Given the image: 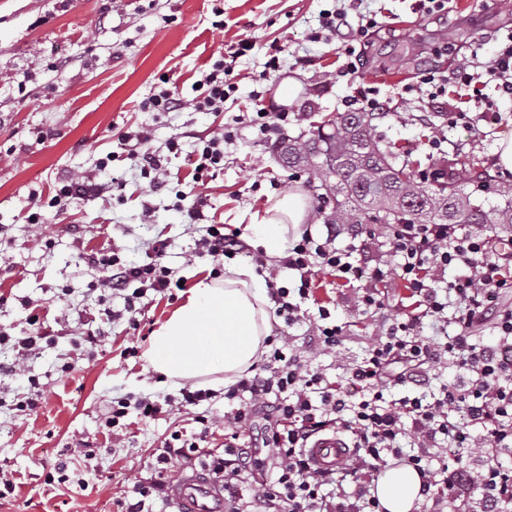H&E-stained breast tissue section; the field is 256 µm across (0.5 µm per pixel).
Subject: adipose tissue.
Wrapping results in <instances>:
<instances>
[{
    "label": "adipose tissue",
    "mask_w": 512,
    "mask_h": 512,
    "mask_svg": "<svg viewBox=\"0 0 512 512\" xmlns=\"http://www.w3.org/2000/svg\"><path fill=\"white\" fill-rule=\"evenodd\" d=\"M309 215L307 197L299 192L276 200L251 230L255 247L281 253L288 233L300 232ZM265 279L253 266L226 267L220 281L201 279L181 305L151 336L146 359L151 368L178 384L207 380L220 373L235 382L257 361L268 336ZM420 477L408 466L388 468L375 484L385 512H413L420 498Z\"/></svg>",
    "instance_id": "obj_1"
}]
</instances>
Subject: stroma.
Wrapping results in <instances>:
<instances>
[{"label": "stroma", "instance_id": "stroma-1", "mask_svg": "<svg viewBox=\"0 0 512 512\" xmlns=\"http://www.w3.org/2000/svg\"><path fill=\"white\" fill-rule=\"evenodd\" d=\"M451 0L447 10L427 15L414 0H0V331L21 338L34 331L29 318L44 319L46 339L12 370L15 352L0 345V473L15 490L0 499V512H116L133 498L139 480L151 477V462L172 433L199 428L191 410L142 419L109 434L103 420L112 403L127 394L178 396V386L148 367L144 354L154 329L181 303L195 279L223 268L198 250L201 233L175 210L178 192L200 140L224 126L227 116L256 106L287 110L286 138L313 130L315 122L348 109L355 88L372 89L391 112L377 133L392 151L429 168L441 155L456 159L460 177L480 165L495 185L512 187V172L499 164L496 143L512 128V96L494 84L448 83L438 105L428 103L423 74L449 75L474 46L493 59L512 33V0ZM341 11L349 23L376 15L380 27L370 39L355 74L341 71L339 43L321 27L325 11ZM252 48L230 65L237 89L221 112L194 110L202 70L238 41ZM278 55L279 72L265 64ZM295 79L294 101L280 89ZM182 99L181 109L158 114L143 104L159 89ZM489 107L495 115L482 131L449 126L448 109ZM148 131L153 149L167 155V174L151 186L122 153V137ZM445 133L433 150L430 140ZM177 152H168L170 141ZM82 181L124 180L118 194L76 196L50 206L63 176ZM207 223L223 225L251 239L250 223L291 192L316 193L303 172L289 168L277 143L239 128L224 147V164L199 188ZM40 223H28L31 213ZM168 240L165 266L184 285L149 293L141 301L140 333L108 317L125 305L123 295L101 297V273L82 266V254L114 248L123 259L141 262L149 243ZM359 282L320 275L314 296L302 301L309 314L327 307L348 323V338L335 352H307V324L292 328L294 348L313 369L342 374L362 357L376 329L373 318L348 308ZM83 338L75 346V338ZM139 350L127 356V347ZM75 363L63 372L64 363ZM39 394L35 411L15 410L17 399ZM67 466L66 482L48 483L51 465Z\"/></svg>", "mask_w": 512, "mask_h": 512}]
</instances>
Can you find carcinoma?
<instances>
[{
	"instance_id": "obj_1",
	"label": "carcinoma",
	"mask_w": 512,
	"mask_h": 512,
	"mask_svg": "<svg viewBox=\"0 0 512 512\" xmlns=\"http://www.w3.org/2000/svg\"><path fill=\"white\" fill-rule=\"evenodd\" d=\"M372 112H343L309 136L288 141V167L318 186L326 224H512V188L496 190V202L474 203L462 192L456 160L443 158L425 185L407 165L381 148Z\"/></svg>"
}]
</instances>
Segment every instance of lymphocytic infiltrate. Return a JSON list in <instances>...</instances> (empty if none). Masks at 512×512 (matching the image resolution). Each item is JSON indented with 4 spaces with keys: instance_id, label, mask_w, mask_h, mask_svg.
I'll list each match as a JSON object with an SVG mask.
<instances>
[{
    "instance_id": "1",
    "label": "lymphocytic infiltrate",
    "mask_w": 512,
    "mask_h": 512,
    "mask_svg": "<svg viewBox=\"0 0 512 512\" xmlns=\"http://www.w3.org/2000/svg\"><path fill=\"white\" fill-rule=\"evenodd\" d=\"M336 12L325 14L322 25L339 31L343 64L354 72L358 46L379 28L375 16H360L345 29ZM223 61L202 72L201 91L193 103L199 111L220 112L235 91ZM494 81L512 95V42L493 60L478 54L452 77L428 72L423 83L443 93L448 80L469 85L481 78ZM288 115L258 108L252 115H234L222 132L204 141L191 164L193 184L203 183L211 169L224 160V146L238 126L252 128L257 138L280 140ZM347 238L345 248L335 245ZM387 246L392 263L370 259L373 248ZM165 241H155L154 259L138 263L118 253H91L83 261L103 272L106 290L131 291L133 300L115 319H126L130 329L140 322L135 300L147 292L162 293L175 282V273L161 262ZM284 268L297 273L296 291L278 285L276 273L266 278L274 314L282 324L276 337L267 338V352L224 392L229 404L226 423L236 432L225 435L224 451L203 448L214 421L201 413L210 401V389L183 387L180 408L197 409L201 429L191 437L172 433L156 456L153 478L140 482L136 501L124 512H144L145 500L161 492L158 475L179 459L197 458L224 480L230 512H384L373 493L379 476L393 463L414 468L420 475V494L430 512H507L512 507V309H495L499 296L512 294V249L504 250L495 236L466 231L460 224H391L378 236L367 224H327L320 235L304 229L289 240ZM457 269L446 280L448 269ZM337 278L362 281L354 306L365 314L384 316L370 337L364 355L332 379L309 368L291 352L288 330L303 312L298 304L313 291L324 272ZM405 282L415 300L413 309H396L383 286ZM298 301H291V294ZM491 324L493 342L480 341L476 327ZM432 326L433 335L423 333ZM454 362L460 372L439 382L437 371ZM403 396H394L396 387ZM262 417L263 429L243 434V427ZM336 431L352 443L344 465L322 468L309 457L316 438ZM480 500H473V492Z\"/></svg>"
}]
</instances>
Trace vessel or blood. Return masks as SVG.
I'll return each instance as SVG.
<instances>
[{"instance_id": "b4317fda", "label": "vessel or blood", "mask_w": 512, "mask_h": 512, "mask_svg": "<svg viewBox=\"0 0 512 512\" xmlns=\"http://www.w3.org/2000/svg\"><path fill=\"white\" fill-rule=\"evenodd\" d=\"M350 455L346 441L336 433L320 437L314 444L312 456L324 467L343 463ZM167 506L171 512H227L224 483L207 470L192 469L180 472L166 488Z\"/></svg>"}]
</instances>
